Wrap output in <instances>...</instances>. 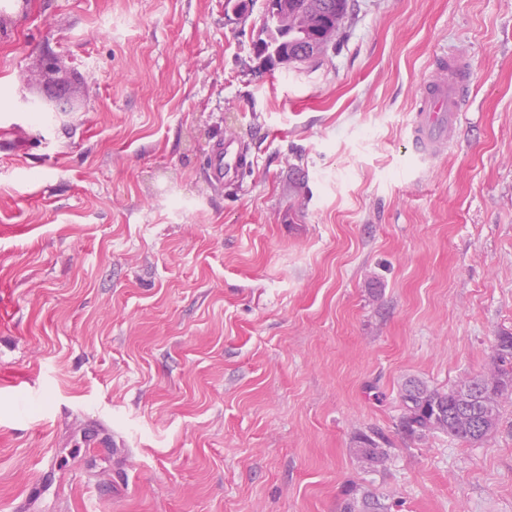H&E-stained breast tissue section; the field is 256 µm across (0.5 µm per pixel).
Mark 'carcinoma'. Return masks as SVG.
<instances>
[{"instance_id": "cac0c4a2", "label": "carcinoma", "mask_w": 512, "mask_h": 512, "mask_svg": "<svg viewBox=\"0 0 512 512\" xmlns=\"http://www.w3.org/2000/svg\"><path fill=\"white\" fill-rule=\"evenodd\" d=\"M266 37L260 41V54L271 65L277 58L288 64L305 62L302 43L292 32H284L272 18L265 21ZM512 396V333L497 337L493 364L486 374L468 377L448 390L432 388L420 380L406 381L400 390L401 434L422 440L443 434L453 440L481 444L499 429L501 403ZM354 454L361 466L371 472L385 469L391 442L379 431H362L355 437ZM340 512H388L383 494L351 486L345 493Z\"/></svg>"}]
</instances>
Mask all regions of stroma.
<instances>
[{"label": "stroma", "mask_w": 512, "mask_h": 512, "mask_svg": "<svg viewBox=\"0 0 512 512\" xmlns=\"http://www.w3.org/2000/svg\"><path fill=\"white\" fill-rule=\"evenodd\" d=\"M268 66L267 0H0V512H512V402L471 445L399 434L410 377L512 332V0H349ZM470 109L420 161L443 52ZM64 123L23 111L44 56ZM255 158L208 176L215 143ZM394 442L363 472L358 432ZM341 9L335 8L331 12L330 18L333 20V26L326 13L316 15L319 23L316 24L309 18H304L300 15H294L295 24L307 28L314 35V38L302 43L298 40L296 34H292V28H288V32H283L282 29L272 18H267L264 22L266 37L260 41V54L264 56L265 61L271 65L277 64H301L305 62L302 53H306L310 58L320 55L321 49L324 45L333 42L336 39V31L339 29L342 19L346 14V0H343ZM303 49V50H302ZM279 57H287L288 62H283ZM278 58V61L277 59ZM255 159L233 138L218 143L207 159L209 177L216 183L236 182L253 168ZM345 496L340 512H388L383 494L371 488L353 485Z\"/></svg>", "instance_id": "stroma-1"}]
</instances>
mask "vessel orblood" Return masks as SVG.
Here are the masks:
<instances>
[{
  "instance_id": "b4317fda",
  "label": "vessel or blood",
  "mask_w": 512,
  "mask_h": 512,
  "mask_svg": "<svg viewBox=\"0 0 512 512\" xmlns=\"http://www.w3.org/2000/svg\"><path fill=\"white\" fill-rule=\"evenodd\" d=\"M438 75L425 81L411 119L410 144L423 161L437 157L452 142L469 102V67L464 53L440 57ZM255 159L245 146L229 138L218 143L207 159V171L217 183L238 181Z\"/></svg>"
}]
</instances>
